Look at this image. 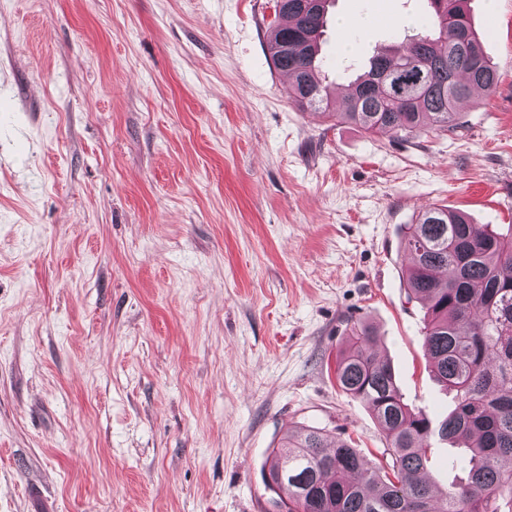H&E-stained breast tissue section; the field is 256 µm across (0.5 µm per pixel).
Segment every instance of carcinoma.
Listing matches in <instances>:
<instances>
[{
  "label": "carcinoma",
  "mask_w": 512,
  "mask_h": 512,
  "mask_svg": "<svg viewBox=\"0 0 512 512\" xmlns=\"http://www.w3.org/2000/svg\"><path fill=\"white\" fill-rule=\"evenodd\" d=\"M329 2L284 0L276 11L285 23L268 33L273 64L288 74L303 108L406 140L458 131V105L496 84L467 0H428L431 30L370 58L335 114L318 77ZM402 246L410 256L408 299L426 307L427 361L454 407L440 418L410 408L375 350V329L355 324L336 382L367 405L389 460L373 465L320 428L288 433L262 473L276 512H512V225L500 233L433 206L405 225ZM435 441L455 450L448 466L457 474L442 490L424 477Z\"/></svg>",
  "instance_id": "1"
}]
</instances>
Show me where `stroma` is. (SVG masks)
Listing matches in <instances>:
<instances>
[{"instance_id":"35a3bbf8","label":"stroma","mask_w":512,"mask_h":512,"mask_svg":"<svg viewBox=\"0 0 512 512\" xmlns=\"http://www.w3.org/2000/svg\"><path fill=\"white\" fill-rule=\"evenodd\" d=\"M467 7L496 85L398 140L293 101L276 0H0V512H269L303 427L381 463L336 384L357 321L450 410L401 240L427 206L512 224V0ZM430 13L331 0L330 91Z\"/></svg>"}]
</instances>
